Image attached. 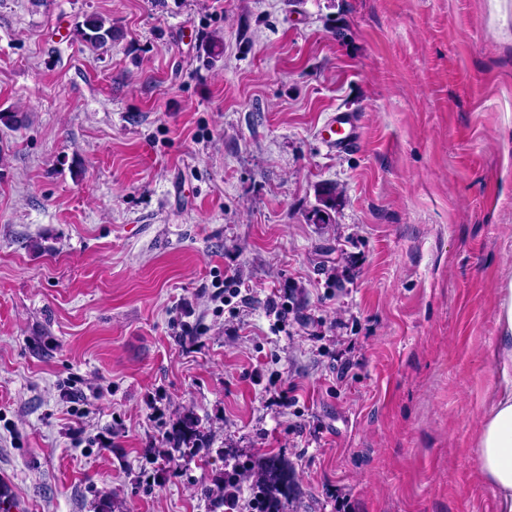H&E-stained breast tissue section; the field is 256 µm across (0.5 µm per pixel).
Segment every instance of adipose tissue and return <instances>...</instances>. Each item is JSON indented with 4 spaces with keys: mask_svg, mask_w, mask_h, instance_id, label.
Wrapping results in <instances>:
<instances>
[{
    "mask_svg": "<svg viewBox=\"0 0 512 512\" xmlns=\"http://www.w3.org/2000/svg\"><path fill=\"white\" fill-rule=\"evenodd\" d=\"M496 326L486 356L497 380L480 416L475 466L495 493L497 512H512V280L498 290Z\"/></svg>",
    "mask_w": 512,
    "mask_h": 512,
    "instance_id": "obj_1",
    "label": "adipose tissue"
}]
</instances>
